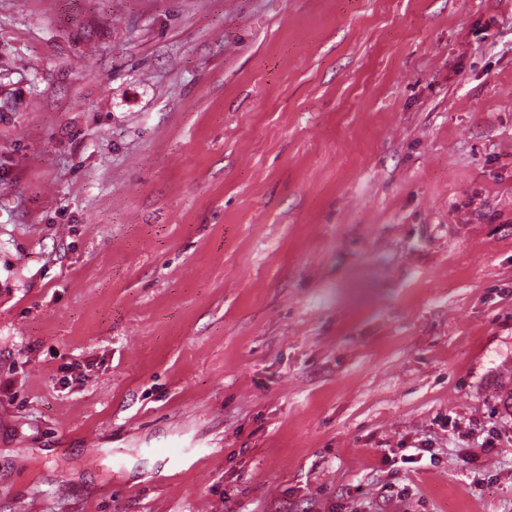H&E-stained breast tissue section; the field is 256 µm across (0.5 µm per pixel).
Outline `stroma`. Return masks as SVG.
Returning a JSON list of instances; mask_svg holds the SVG:
<instances>
[{
	"instance_id": "1",
	"label": "stroma",
	"mask_w": 512,
	"mask_h": 512,
	"mask_svg": "<svg viewBox=\"0 0 512 512\" xmlns=\"http://www.w3.org/2000/svg\"><path fill=\"white\" fill-rule=\"evenodd\" d=\"M0 512H512V0H0Z\"/></svg>"
}]
</instances>
